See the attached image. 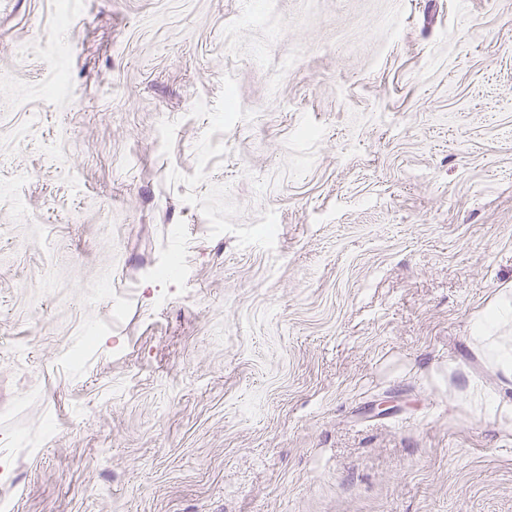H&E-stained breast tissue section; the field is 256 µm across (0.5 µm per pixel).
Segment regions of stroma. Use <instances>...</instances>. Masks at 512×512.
Segmentation results:
<instances>
[{"instance_id": "stroma-1", "label": "stroma", "mask_w": 512, "mask_h": 512, "mask_svg": "<svg viewBox=\"0 0 512 512\" xmlns=\"http://www.w3.org/2000/svg\"><path fill=\"white\" fill-rule=\"evenodd\" d=\"M260 2L0 0V494L512 512V0ZM509 324L512 325V289L505 288L484 309L473 329V339L505 385L512 383V344H506L500 335Z\"/></svg>"}]
</instances>
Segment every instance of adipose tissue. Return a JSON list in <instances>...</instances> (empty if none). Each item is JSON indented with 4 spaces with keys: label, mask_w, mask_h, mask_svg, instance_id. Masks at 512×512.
I'll return each mask as SVG.
<instances>
[{
    "label": "adipose tissue",
    "mask_w": 512,
    "mask_h": 512,
    "mask_svg": "<svg viewBox=\"0 0 512 512\" xmlns=\"http://www.w3.org/2000/svg\"><path fill=\"white\" fill-rule=\"evenodd\" d=\"M509 325H512V289L506 288L482 312L474 325L473 338L507 384L512 383V345L502 341L501 332Z\"/></svg>",
    "instance_id": "adipose-tissue-1"
}]
</instances>
